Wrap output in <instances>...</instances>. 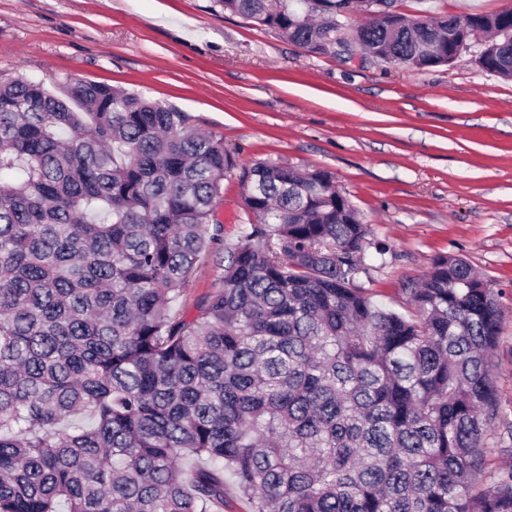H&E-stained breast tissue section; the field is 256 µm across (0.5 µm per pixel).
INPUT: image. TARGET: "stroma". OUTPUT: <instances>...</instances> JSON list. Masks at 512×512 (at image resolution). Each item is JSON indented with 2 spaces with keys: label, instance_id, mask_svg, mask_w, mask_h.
<instances>
[{
  "label": "stroma",
  "instance_id": "obj_1",
  "mask_svg": "<svg viewBox=\"0 0 512 512\" xmlns=\"http://www.w3.org/2000/svg\"><path fill=\"white\" fill-rule=\"evenodd\" d=\"M123 87L185 112L239 163L333 173L385 254L360 282L406 312L438 258L466 259L503 314L493 355L499 415L489 470H512V81L465 51L448 67L303 51L213 0H0V80ZM221 270L200 257L181 307Z\"/></svg>",
  "mask_w": 512,
  "mask_h": 512
}]
</instances>
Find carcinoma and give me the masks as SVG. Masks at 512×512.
I'll use <instances>...</instances> for the list:
<instances>
[{
	"mask_svg": "<svg viewBox=\"0 0 512 512\" xmlns=\"http://www.w3.org/2000/svg\"><path fill=\"white\" fill-rule=\"evenodd\" d=\"M396 2L216 0L310 54L424 69L479 43L512 79V7ZM228 176L247 221L176 313ZM371 236L326 170L243 165L124 89L1 81L0 512H224L228 476L249 512H512L484 454L494 289L442 257L384 310ZM429 5H434L442 11L464 15L493 13L507 9L512 7V0H429L422 4L417 0H399L400 11L409 15H414L418 9ZM218 263L219 259L214 254H205L200 257L191 279L185 286L181 312L187 310L192 312L195 304L215 289L221 273Z\"/></svg>",
	"mask_w": 512,
	"mask_h": 512,
	"instance_id": "obj_1",
	"label": "carcinoma"
}]
</instances>
